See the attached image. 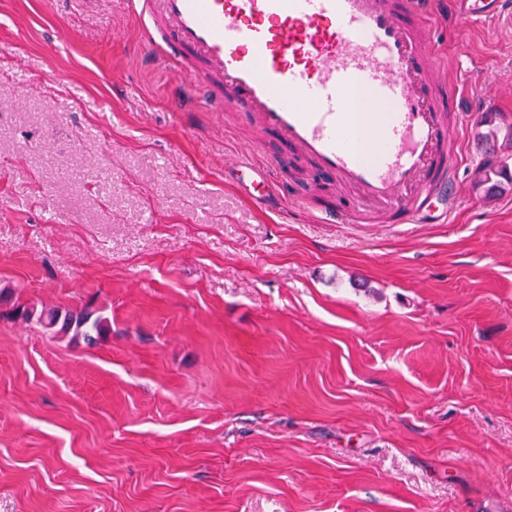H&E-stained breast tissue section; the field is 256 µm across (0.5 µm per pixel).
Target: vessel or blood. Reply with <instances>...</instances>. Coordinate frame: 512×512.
<instances>
[{
    "label": "vessel or blood",
    "instance_id": "vessel-or-blood-1",
    "mask_svg": "<svg viewBox=\"0 0 512 512\" xmlns=\"http://www.w3.org/2000/svg\"><path fill=\"white\" fill-rule=\"evenodd\" d=\"M144 40L200 64L183 76L208 112L254 114L287 150L349 192L323 208L336 224H444L459 205L461 110L433 67L436 22L492 21L504 0H138ZM262 206L294 200L253 157L228 175Z\"/></svg>",
    "mask_w": 512,
    "mask_h": 512
}]
</instances>
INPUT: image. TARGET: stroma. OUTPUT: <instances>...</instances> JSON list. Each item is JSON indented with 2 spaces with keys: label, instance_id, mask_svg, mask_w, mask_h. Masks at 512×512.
<instances>
[{
  "label": "stroma",
  "instance_id": "35a3bbf8",
  "mask_svg": "<svg viewBox=\"0 0 512 512\" xmlns=\"http://www.w3.org/2000/svg\"><path fill=\"white\" fill-rule=\"evenodd\" d=\"M512 127V21L437 29ZM134 0H0V512H512V193L448 224H323L311 162L156 64ZM111 101V111L100 109ZM257 151L304 207L258 208ZM13 319L26 322L35 321L44 329H55L63 335L81 336L91 345L103 336H108L110 327L107 319L96 315L95 310L84 307L80 311L62 309L59 307H42L38 312L34 306L26 303H14L6 313Z\"/></svg>",
  "mask_w": 512,
  "mask_h": 512
}]
</instances>
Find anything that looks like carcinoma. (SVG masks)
Listing matches in <instances>:
<instances>
[{
  "instance_id": "cac0c4a2",
  "label": "carcinoma",
  "mask_w": 512,
  "mask_h": 512,
  "mask_svg": "<svg viewBox=\"0 0 512 512\" xmlns=\"http://www.w3.org/2000/svg\"><path fill=\"white\" fill-rule=\"evenodd\" d=\"M481 126L488 127V130L476 131V137L482 142L487 160L479 170L473 189L487 194H501L512 189V169L508 164V160L512 159V128L503 131L495 127L489 112L485 114ZM7 315L26 322L34 321L45 329H54L63 335L81 336L89 345L110 332L107 319L88 307L78 312L59 307L38 310L18 302L7 311Z\"/></svg>"
}]
</instances>
